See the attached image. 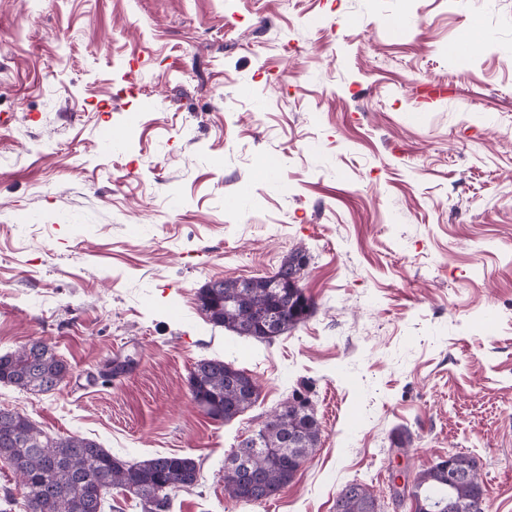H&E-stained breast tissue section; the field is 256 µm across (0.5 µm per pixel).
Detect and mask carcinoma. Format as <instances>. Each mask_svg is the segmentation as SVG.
<instances>
[{
    "label": "carcinoma",
    "instance_id": "obj_1",
    "mask_svg": "<svg viewBox=\"0 0 512 512\" xmlns=\"http://www.w3.org/2000/svg\"><path fill=\"white\" fill-rule=\"evenodd\" d=\"M303 289L277 281V276L259 277L252 288H239L234 279L208 292L200 289V310L215 326L244 335V307L265 313L264 325L279 334L303 320L313 304L301 300ZM200 379L199 394L218 399L220 410L211 416L229 421L251 407L258 398L242 385L246 372L220 359H201L195 364ZM67 363L46 343L35 342L15 352L0 354V383L23 392L48 393L67 377ZM278 422H262L258 441L265 453L262 482L281 489L294 478L289 455L282 448L285 435L300 441L305 455L313 453L320 440L316 417L297 407L291 398L281 404ZM254 450L239 442L224 460V492L244 501L251 495L242 482L238 455ZM0 458L18 473L23 490L24 512H104L112 490L135 489L134 498L143 512H170L177 492L199 481L200 469L185 455H162L140 462L120 460L97 442L79 435L53 437L27 416L0 409ZM457 468L465 480L448 488V480L435 467L419 471L413 494L421 501L419 512H471L482 497V480L477 460L457 455ZM342 512H375V497L362 483L344 487Z\"/></svg>",
    "mask_w": 512,
    "mask_h": 512
}]
</instances>
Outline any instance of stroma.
I'll return each mask as SVG.
<instances>
[{
  "label": "stroma",
  "mask_w": 512,
  "mask_h": 512,
  "mask_svg": "<svg viewBox=\"0 0 512 512\" xmlns=\"http://www.w3.org/2000/svg\"><path fill=\"white\" fill-rule=\"evenodd\" d=\"M298 248L287 333L200 312ZM34 341L69 374L0 409L193 458L173 512H335L355 480L385 506L389 466L451 451L512 512V0H0V353ZM204 358L261 385L232 421L192 400ZM297 391L311 461L229 498L225 457Z\"/></svg>",
  "instance_id": "1"
}]
</instances>
